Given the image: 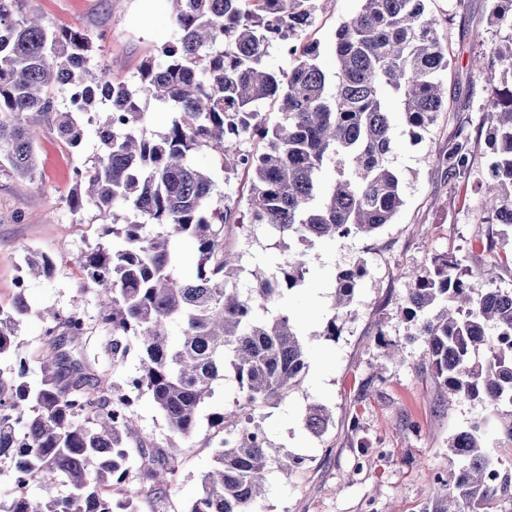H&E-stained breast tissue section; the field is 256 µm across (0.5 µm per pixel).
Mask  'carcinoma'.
Here are the masks:
<instances>
[{"label": "carcinoma", "instance_id": "carcinoma-1", "mask_svg": "<svg viewBox=\"0 0 512 512\" xmlns=\"http://www.w3.org/2000/svg\"><path fill=\"white\" fill-rule=\"evenodd\" d=\"M335 33V72L319 63L316 43L302 41L315 0H176L170 40L146 60L139 84L115 82L94 62L95 44L74 29L24 12L25 0H0V171L35 179V114L59 136L80 144L84 123L105 147L73 169L72 213L92 203L101 240L79 258L98 287L101 323L112 361L121 364L139 343V366L127 385L149 396L169 431L190 438L214 388L232 371L242 407L277 403L299 382L307 348L284 306L305 282L307 250L321 239L370 235L394 222L402 186L390 156L397 122L416 137L448 111L440 80L448 44L427 0H359ZM490 19L512 28V0H489ZM287 66L267 65L276 38ZM502 81L482 104L492 157L477 180L484 221L512 231V41L471 60ZM62 89L60 107L53 92ZM170 105L175 117L156 139L140 134V95ZM278 101L279 120L262 111ZM86 122H81V119ZM245 140L261 147L241 148ZM218 154L224 173L251 176L245 209L229 204L211 174L193 162ZM430 162L446 178L470 174L472 145L457 128ZM334 177L325 183L328 167ZM219 203L214 205V197ZM259 225L273 233L283 258L275 272L252 273L238 287L240 255L229 250L231 227ZM191 245V270L177 273L174 241ZM25 275L48 278L53 262L33 253ZM496 265L465 270L454 256H433L407 289L404 318L421 337L439 387L453 399L488 409L480 423L448 444V470L432 480L445 487L425 512H512V291L494 286ZM364 262L335 278L333 314L322 335L338 334L349 313ZM19 293L0 306V359L16 354ZM41 380L28 381L25 361L0 370V464L23 460L15 492L0 512H138L141 489L128 476L141 452L143 480L164 493L178 473L176 457L143 450L135 410L119 386H105L66 350L87 333L79 311L43 317ZM210 425L229 437L216 442L214 466L185 512H255L272 457L266 433L247 417L219 409ZM326 406L312 404L304 427L323 435ZM37 485L41 498L28 496Z\"/></svg>", "mask_w": 512, "mask_h": 512}]
</instances>
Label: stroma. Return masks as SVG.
<instances>
[{
    "instance_id": "stroma-1",
    "label": "stroma",
    "mask_w": 512,
    "mask_h": 512,
    "mask_svg": "<svg viewBox=\"0 0 512 512\" xmlns=\"http://www.w3.org/2000/svg\"><path fill=\"white\" fill-rule=\"evenodd\" d=\"M26 6L55 26L91 36L98 64L113 80L129 83L142 61L168 40L176 12L175 0H27ZM358 7V0H317L303 39L319 43L325 71L334 69L338 26ZM427 7L442 18L439 34L448 43L450 65L442 75L448 109L422 139L397 131L391 160L402 178L404 204L394 222L374 235L322 241L307 252L305 283L286 299L307 337V367L284 400L255 413L274 459L256 512H422L443 492L431 475L446 462L449 438L487 415L482 404L449 399L438 388L402 307L415 273L432 255H457L474 270L492 261L484 245L500 227L484 223L473 181L445 179L428 157L445 148L462 124L471 134L474 172L486 169L491 150L481 104L499 75L472 76L468 62L507 41L512 29L489 22L487 0H428ZM35 149V180L0 175V304H9L18 281H25L30 311L20 325L18 351L29 363L28 380L40 379L41 312L77 310L88 328L77 354L95 377L125 385L139 359L132 354L123 364L113 363L96 292L78 263L99 241L103 226L94 207L74 215L66 206L73 168L92 160L102 145L93 126H86L80 145L72 147L43 120ZM226 243L241 257L245 285L252 271L272 272L280 256L260 229L249 237L230 230ZM32 252L53 260L50 279L23 280L24 260ZM359 261L369 273L356 290L352 314L340 336L326 339L321 332L331 315L334 277ZM314 402L332 414L319 437L303 423ZM135 411L143 445L169 448L180 461L161 507L184 512L200 490L201 474L213 465L210 425L201 421L193 437L182 439L168 431L149 396L137 397ZM289 455L302 463L282 469L279 462Z\"/></svg>"
}]
</instances>
